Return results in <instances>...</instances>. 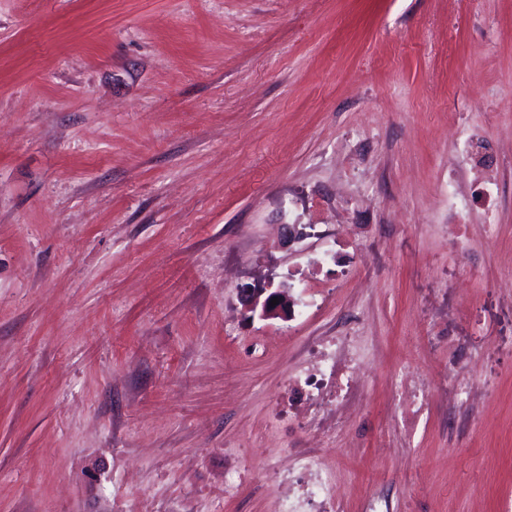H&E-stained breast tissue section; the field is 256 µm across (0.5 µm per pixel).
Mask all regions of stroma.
Returning <instances> with one entry per match:
<instances>
[{"label": "stroma", "instance_id": "obj_1", "mask_svg": "<svg viewBox=\"0 0 512 512\" xmlns=\"http://www.w3.org/2000/svg\"><path fill=\"white\" fill-rule=\"evenodd\" d=\"M342 337L358 400L289 392ZM309 453L512 512V0H0V512H284ZM287 288V287H281ZM278 288L270 292L264 300L260 299L269 288H243L241 290V297L247 312L254 313L260 305V316L265 318H284L288 319L291 316L293 301L285 289ZM277 298L279 303L275 306H270L271 300Z\"/></svg>", "mask_w": 512, "mask_h": 512}]
</instances>
